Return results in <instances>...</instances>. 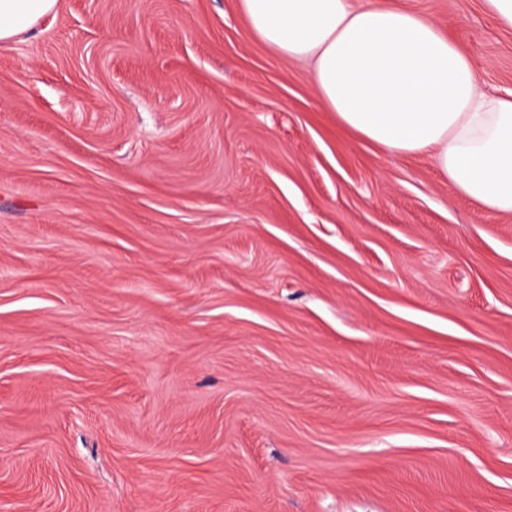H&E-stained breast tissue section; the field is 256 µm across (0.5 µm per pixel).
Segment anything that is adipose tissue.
I'll return each mask as SVG.
<instances>
[{"mask_svg": "<svg viewBox=\"0 0 512 512\" xmlns=\"http://www.w3.org/2000/svg\"><path fill=\"white\" fill-rule=\"evenodd\" d=\"M57 0H0V42ZM252 33L313 64L315 91L353 135L429 155L463 195L512 213V95L482 91L472 59L424 14L382 0H239Z\"/></svg>", "mask_w": 512, "mask_h": 512, "instance_id": "obj_1", "label": "adipose tissue"}]
</instances>
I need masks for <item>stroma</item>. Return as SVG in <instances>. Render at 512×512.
Returning a JSON list of instances; mask_svg holds the SVG:
<instances>
[{
    "label": "stroma",
    "instance_id": "35a3bbf8",
    "mask_svg": "<svg viewBox=\"0 0 512 512\" xmlns=\"http://www.w3.org/2000/svg\"><path fill=\"white\" fill-rule=\"evenodd\" d=\"M395 2L512 91L482 0ZM0 512H512V215L239 0H57L0 42Z\"/></svg>",
    "mask_w": 512,
    "mask_h": 512
}]
</instances>
